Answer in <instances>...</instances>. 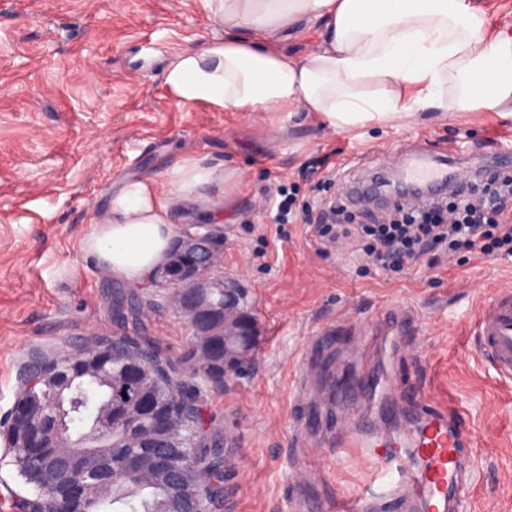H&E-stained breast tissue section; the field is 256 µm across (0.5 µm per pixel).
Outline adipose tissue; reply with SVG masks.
Listing matches in <instances>:
<instances>
[{
    "instance_id": "adipose-tissue-1",
    "label": "adipose tissue",
    "mask_w": 512,
    "mask_h": 512,
    "mask_svg": "<svg viewBox=\"0 0 512 512\" xmlns=\"http://www.w3.org/2000/svg\"><path fill=\"white\" fill-rule=\"evenodd\" d=\"M223 37L178 54L163 82L182 104L227 112H303L349 129L419 111L512 104V33L490 31L474 0H202ZM304 19L320 42L295 57L275 46ZM235 169L195 154L164 181L128 178L111 188L81 249L112 275L139 284L165 261L177 209L230 208Z\"/></svg>"
}]
</instances>
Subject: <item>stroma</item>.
Listing matches in <instances>:
<instances>
[{
    "mask_svg": "<svg viewBox=\"0 0 512 512\" xmlns=\"http://www.w3.org/2000/svg\"><path fill=\"white\" fill-rule=\"evenodd\" d=\"M212 34L201 0H0V512H28L35 497L3 436L31 354L135 336L195 368L192 330L168 292L115 279L79 249L107 188L162 179L185 154L241 175L232 211L188 221L222 225L220 264L239 276L258 329L251 362L207 386L200 403L205 442L224 456V490L209 512H287L302 474L312 512L368 489L375 460L350 451L311 461L289 443L306 414L290 373L317 329L338 319L372 332L358 346L337 337L335 355L314 361L311 406L359 362L409 383L419 402L458 407L473 442L466 512H512V384L486 366L471 335L480 298L512 284V256L463 252L387 273L362 267L352 244L327 252L307 225L272 221L278 185L298 201H324L348 181L400 171L404 152L425 145L476 167L512 140V114L420 112L339 130L302 112L178 104L161 70ZM309 165L335 174L330 189L299 179ZM392 309L409 314L405 335H390ZM410 344L418 353L409 362L397 350Z\"/></svg>",
    "mask_w": 512,
    "mask_h": 512,
    "instance_id": "35a3bbf8",
    "label": "stroma"
}]
</instances>
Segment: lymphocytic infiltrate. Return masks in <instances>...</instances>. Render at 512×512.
I'll use <instances>...</instances> for the list:
<instances>
[{
    "instance_id": "obj_1",
    "label": "lymphocytic infiltrate",
    "mask_w": 512,
    "mask_h": 512,
    "mask_svg": "<svg viewBox=\"0 0 512 512\" xmlns=\"http://www.w3.org/2000/svg\"><path fill=\"white\" fill-rule=\"evenodd\" d=\"M453 195L449 202L395 203L369 224L357 223L356 211L340 200L298 214L301 223L313 225L325 249L358 239L362 261L388 273L432 252L446 259L462 251L512 256V175L480 189L460 184Z\"/></svg>"
}]
</instances>
